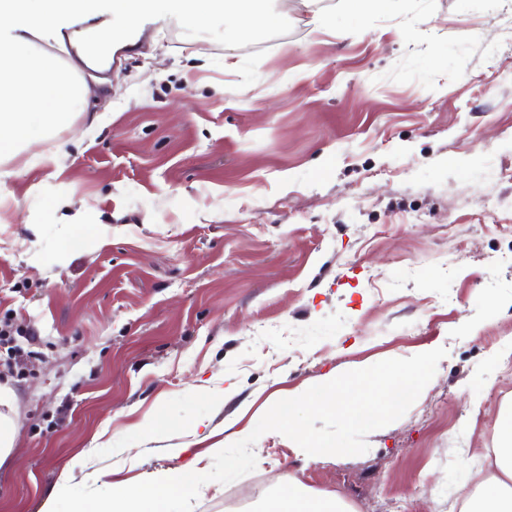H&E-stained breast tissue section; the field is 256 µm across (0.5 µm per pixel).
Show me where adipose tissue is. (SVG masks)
<instances>
[{"instance_id": "adipose-tissue-1", "label": "adipose tissue", "mask_w": 512, "mask_h": 512, "mask_svg": "<svg viewBox=\"0 0 512 512\" xmlns=\"http://www.w3.org/2000/svg\"><path fill=\"white\" fill-rule=\"evenodd\" d=\"M498 444L493 450L499 474L483 488L465 494L461 512H512V408L497 421ZM264 512H353L341 498L308 492L295 479L279 483Z\"/></svg>"}]
</instances>
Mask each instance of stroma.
<instances>
[{"instance_id":"35a3bbf8","label":"stroma","mask_w":512,"mask_h":512,"mask_svg":"<svg viewBox=\"0 0 512 512\" xmlns=\"http://www.w3.org/2000/svg\"><path fill=\"white\" fill-rule=\"evenodd\" d=\"M275 8L291 32L233 70L146 21L106 83L79 70L71 125L9 164L0 319L24 371L0 361L18 422L0 512H42L64 474L147 479L172 448L211 469L225 423L256 425L243 406L438 347L366 453L311 462L265 433L256 469L193 512H259L290 477L353 512H460L491 476L512 406V0Z\"/></svg>"}]
</instances>
